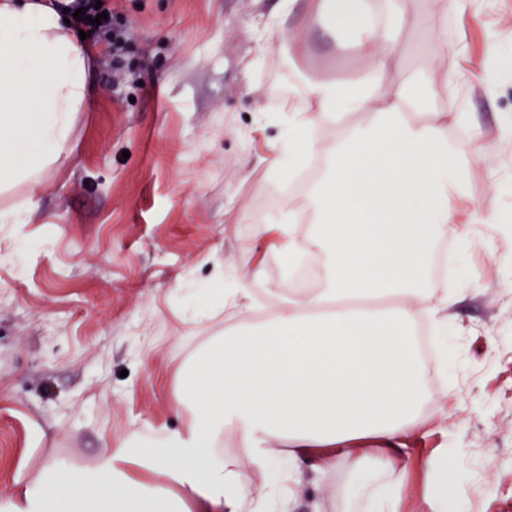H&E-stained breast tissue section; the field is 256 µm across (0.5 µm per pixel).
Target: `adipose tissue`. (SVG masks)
I'll use <instances>...</instances> for the list:
<instances>
[{
  "mask_svg": "<svg viewBox=\"0 0 512 512\" xmlns=\"http://www.w3.org/2000/svg\"><path fill=\"white\" fill-rule=\"evenodd\" d=\"M334 29L351 33L364 66L349 81L305 82L314 104H283L287 135L271 168L296 175L319 151V129L343 112H369L328 148V166L305 206L315 225L302 231L290 201L261 232L289 264L320 258L318 287L292 288L276 313L235 323L181 371L177 410L190 422L154 443L115 449L93 466L46 459L37 476L0 491V512H293L294 485L311 449L336 454L364 439L392 447L411 430L424 398L412 330L421 315L442 321L450 296L421 288L439 239L470 240L450 208L472 154L450 145L447 125L411 120L433 103L435 59L398 90L396 32L406 0H387L376 17L369 0H313ZM92 50L50 0H0V189L38 183L68 143L88 97ZM235 432L246 452L228 461L220 443ZM288 466L270 493L250 497L246 467Z\"/></svg>",
  "mask_w": 512,
  "mask_h": 512,
  "instance_id": "ef3b65f1",
  "label": "adipose tissue"
}]
</instances>
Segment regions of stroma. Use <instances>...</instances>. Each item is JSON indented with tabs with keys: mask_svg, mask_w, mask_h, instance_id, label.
<instances>
[{
	"mask_svg": "<svg viewBox=\"0 0 512 512\" xmlns=\"http://www.w3.org/2000/svg\"><path fill=\"white\" fill-rule=\"evenodd\" d=\"M280 0H112L129 45L98 54L90 99L61 160L41 186L0 191V211L34 199L29 223L0 232V486L34 477L57 457L93 465L131 436L155 441L184 427L174 398L185 361L223 335L216 280L264 286L280 297V259L257 223L280 209L270 148L285 127L282 86L354 78L362 62L328 30L310 0L288 21L294 52L255 62L256 32ZM440 0H409L407 51L389 84L416 71L431 39L425 14ZM433 107L450 144L483 153L465 172L459 215L483 224L452 238L455 294L440 333L442 387L400 437L389 471L362 441L370 485L397 495L400 512H429L430 471L451 460L465 512H512V0H466L448 17ZM352 457L321 474L308 458L296 512H368L362 488L344 499Z\"/></svg>",
	"mask_w": 512,
	"mask_h": 512,
	"instance_id": "35a3bbf8",
	"label": "stroma"
}]
</instances>
